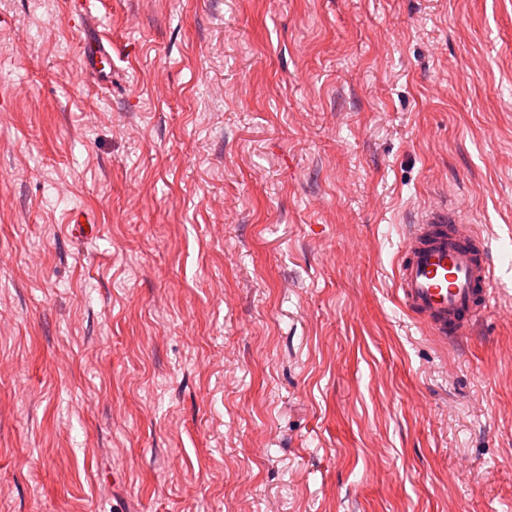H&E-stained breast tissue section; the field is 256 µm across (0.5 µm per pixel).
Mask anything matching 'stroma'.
<instances>
[{
  "mask_svg": "<svg viewBox=\"0 0 512 512\" xmlns=\"http://www.w3.org/2000/svg\"><path fill=\"white\" fill-rule=\"evenodd\" d=\"M0 0V512H512V0ZM445 197L495 298L395 266ZM112 60L110 52L105 48L101 39L91 43L89 51L85 54L83 65L86 72L101 77L105 72L104 63H109ZM493 273L482 236L457 206L440 199L409 225L396 288L415 319L447 341L468 336L489 309Z\"/></svg>",
  "mask_w": 512,
  "mask_h": 512,
  "instance_id": "obj_1",
  "label": "stroma"
}]
</instances>
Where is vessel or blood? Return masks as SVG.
Returning <instances> with one entry per match:
<instances>
[{"label": "vessel or blood", "instance_id": "obj_1", "mask_svg": "<svg viewBox=\"0 0 512 512\" xmlns=\"http://www.w3.org/2000/svg\"><path fill=\"white\" fill-rule=\"evenodd\" d=\"M111 59L102 41L91 43L86 72L101 76ZM493 265L483 239L454 204L439 200L410 224L399 252L396 288L400 300L441 339L469 335L489 309Z\"/></svg>", "mask_w": 512, "mask_h": 512}]
</instances>
